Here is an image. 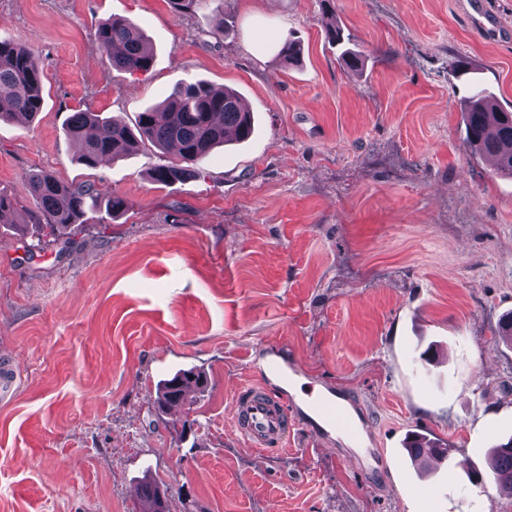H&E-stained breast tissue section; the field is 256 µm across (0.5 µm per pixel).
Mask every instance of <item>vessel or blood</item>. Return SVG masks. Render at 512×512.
Wrapping results in <instances>:
<instances>
[{
    "label": "vessel or blood",
    "mask_w": 512,
    "mask_h": 512,
    "mask_svg": "<svg viewBox=\"0 0 512 512\" xmlns=\"http://www.w3.org/2000/svg\"><path fill=\"white\" fill-rule=\"evenodd\" d=\"M291 377L287 362L274 360L269 363L264 379L238 388L232 404V423L237 436L260 452L285 446L298 425L304 426L320 443L327 441L333 429L358 439L354 420L331 388L299 400L286 389Z\"/></svg>",
    "instance_id": "b4317fda"
}]
</instances>
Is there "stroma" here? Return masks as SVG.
I'll use <instances>...</instances> for the list:
<instances>
[{
  "label": "stroma",
  "mask_w": 512,
  "mask_h": 512,
  "mask_svg": "<svg viewBox=\"0 0 512 512\" xmlns=\"http://www.w3.org/2000/svg\"><path fill=\"white\" fill-rule=\"evenodd\" d=\"M0 0V34L43 74L33 122L0 124V191L28 203L34 172L127 201L88 213L70 238L0 224V512H139L146 480L169 512H512L486 471L512 438V177L472 153L460 62L512 110V0ZM132 19L151 42L146 73L112 70L98 20ZM337 22L345 40L328 43ZM299 41L284 61L286 39ZM360 55L361 72L341 57ZM238 92L244 143L199 176L149 171L174 151L145 144L87 167L63 125L78 109L134 123L183 82ZM280 350L293 383L333 384L362 445L298 431L256 452L230 431L237 387ZM200 368L207 390L159 411V386ZM418 433L464 457L417 470ZM392 459L387 471L376 460Z\"/></svg>",
  "instance_id": "1"
}]
</instances>
